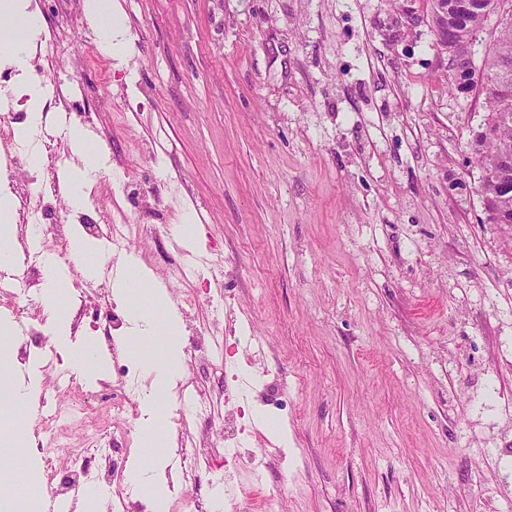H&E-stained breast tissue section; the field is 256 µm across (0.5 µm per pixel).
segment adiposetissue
<instances>
[{"label": "adipose tissue", "mask_w": 512, "mask_h": 512, "mask_svg": "<svg viewBox=\"0 0 512 512\" xmlns=\"http://www.w3.org/2000/svg\"><path fill=\"white\" fill-rule=\"evenodd\" d=\"M84 11L102 54L121 58L127 48V36L119 24L123 16L119 0H84ZM38 26V19L26 12L23 0H0V59L19 71H26L33 47L30 35ZM66 137L75 147L78 158L65 176L68 203L79 211L84 209L90 196L93 185L90 174L98 170L104 160L100 153L90 149L88 134L81 126L68 127ZM114 288L127 305L131 323L124 350L140 364L149 382L140 400V439L145 456L136 478L160 503L169 491L167 483L158 475L164 450L171 443L164 424L165 406L181 378V351L175 339L178 325L172 315L166 314L161 291L139 268L119 262Z\"/></svg>", "instance_id": "adipose-tissue-1"}]
</instances>
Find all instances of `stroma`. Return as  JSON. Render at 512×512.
<instances>
[{"instance_id":"stroma-1","label":"stroma","mask_w":512,"mask_h":512,"mask_svg":"<svg viewBox=\"0 0 512 512\" xmlns=\"http://www.w3.org/2000/svg\"><path fill=\"white\" fill-rule=\"evenodd\" d=\"M124 61L77 73L92 145L107 159L84 214L125 204L118 171L154 179L155 211L130 252L154 277L183 255L221 262L195 282L191 328L224 323V361L195 371L223 442L186 423L168 478L224 468V512H512V224L484 221L469 143L479 92L451 93L424 16L399 0H121ZM41 30L95 44L83 0H29ZM62 109L28 152L66 171ZM196 213L192 244L172 235ZM101 371L73 396L102 405ZM36 402L55 366L15 361ZM288 433L277 445L252 420Z\"/></svg>"}]
</instances>
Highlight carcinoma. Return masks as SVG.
<instances>
[{"mask_svg": "<svg viewBox=\"0 0 512 512\" xmlns=\"http://www.w3.org/2000/svg\"><path fill=\"white\" fill-rule=\"evenodd\" d=\"M448 2V30L453 38L448 43V69L451 91L467 94L477 88L474 71L475 46L473 35L480 33L490 19L484 0H446ZM512 62V23L505 24L497 33L492 48L484 55L482 64L495 72L498 60ZM489 115H500V124L490 139L473 136L470 149L477 162L497 155L512 154V107L505 108L493 97L486 98Z\"/></svg>", "mask_w": 512, "mask_h": 512, "instance_id": "1", "label": "carcinoma"}]
</instances>
